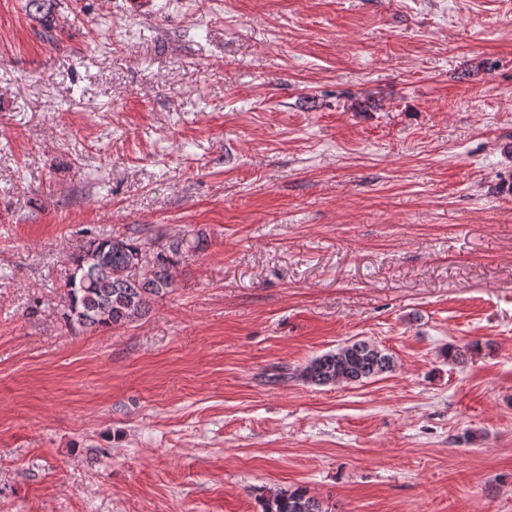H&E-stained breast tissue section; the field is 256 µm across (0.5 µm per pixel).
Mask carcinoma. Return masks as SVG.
Here are the masks:
<instances>
[{"label":"carcinoma","instance_id":"carcinoma-1","mask_svg":"<svg viewBox=\"0 0 512 512\" xmlns=\"http://www.w3.org/2000/svg\"><path fill=\"white\" fill-rule=\"evenodd\" d=\"M201 249L204 239L195 235L168 245L149 239L102 236L70 258L68 303L61 313L65 326L83 328L122 326L149 309L151 300L172 290L177 257L182 247ZM395 370L391 354L370 341L358 340L310 360L299 378L318 387L361 383ZM263 512H330L303 488L279 490L262 499Z\"/></svg>","mask_w":512,"mask_h":512}]
</instances>
